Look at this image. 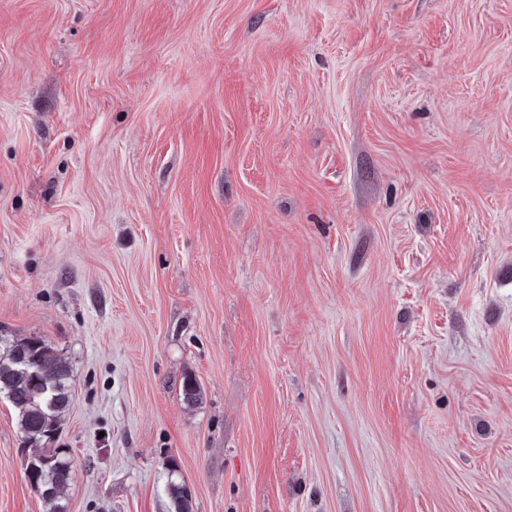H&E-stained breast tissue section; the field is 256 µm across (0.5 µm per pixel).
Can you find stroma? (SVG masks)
I'll use <instances>...</instances> for the list:
<instances>
[{"instance_id":"obj_1","label":"stroma","mask_w":512,"mask_h":512,"mask_svg":"<svg viewBox=\"0 0 512 512\" xmlns=\"http://www.w3.org/2000/svg\"><path fill=\"white\" fill-rule=\"evenodd\" d=\"M0 336L67 512H512V0H0ZM0 338V396L13 405L20 432L28 447V481L52 504V512H64L58 502L71 480L72 462L61 449L49 446L71 406V371L54 347L39 337L13 339L2 346ZM51 459L36 469L31 457ZM30 463V464H29ZM36 469V470H35Z\"/></svg>"}]
</instances>
